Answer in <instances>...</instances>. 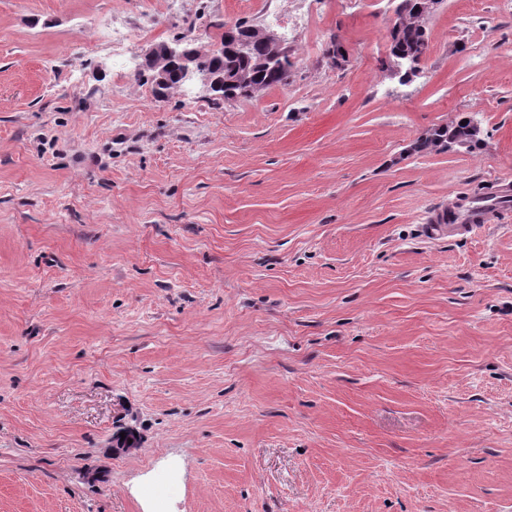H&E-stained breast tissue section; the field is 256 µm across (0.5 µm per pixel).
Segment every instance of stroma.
Wrapping results in <instances>:
<instances>
[{
	"mask_svg": "<svg viewBox=\"0 0 512 512\" xmlns=\"http://www.w3.org/2000/svg\"><path fill=\"white\" fill-rule=\"evenodd\" d=\"M398 3L0 0V512H512V209L425 232L512 184V0L404 85ZM236 22L287 85L138 77ZM464 127H460V129H457L455 127H449L448 126L441 130H431L424 133V135L418 137V139L413 144V151L415 152H426V151H433V150H442L445 151L446 149L443 148V144L447 142L448 140V134H454L458 133L459 135L463 134ZM463 210L465 211L463 222H458V212ZM489 213L484 208L467 206L465 201L458 199L448 205V219L456 216L455 222L449 223L447 218L445 222L438 220L436 221L437 224H430L429 231L432 235H442L449 230L466 231L474 225L485 224Z\"/></svg>",
	"mask_w": 512,
	"mask_h": 512,
	"instance_id": "1",
	"label": "stroma"
}]
</instances>
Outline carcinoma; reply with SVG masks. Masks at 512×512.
Here are the masks:
<instances>
[{"instance_id": "cac0c4a2", "label": "carcinoma", "mask_w": 512, "mask_h": 512, "mask_svg": "<svg viewBox=\"0 0 512 512\" xmlns=\"http://www.w3.org/2000/svg\"><path fill=\"white\" fill-rule=\"evenodd\" d=\"M418 3L419 0H400L397 7L400 24L391 34L390 53L395 61L401 57L414 59L426 53V28L425 22L419 16ZM268 53V46L260 35L255 33L252 35V47L248 53L229 51L217 62L207 57L202 59V65L208 66L216 62L224 69L225 75L239 78L241 84L235 88V97L247 98L271 86L288 84L289 68L292 67V63L289 62L284 67H269L263 64ZM451 133L461 135L463 129L446 127L438 131H428L414 142L413 151L420 153L441 150Z\"/></svg>"}]
</instances>
